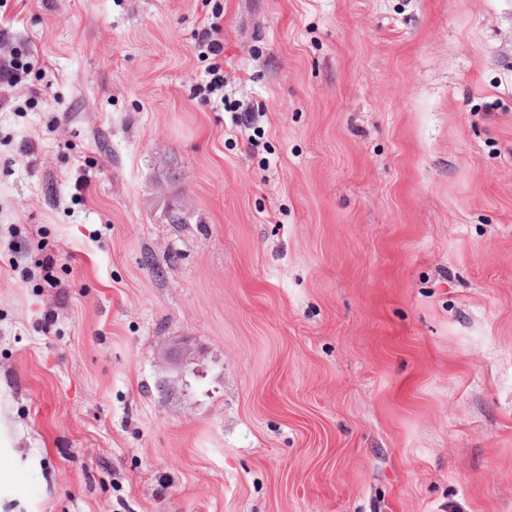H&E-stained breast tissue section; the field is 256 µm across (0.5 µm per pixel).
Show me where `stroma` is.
I'll return each mask as SVG.
<instances>
[{"label": "stroma", "instance_id": "35a3bbf8", "mask_svg": "<svg viewBox=\"0 0 512 512\" xmlns=\"http://www.w3.org/2000/svg\"><path fill=\"white\" fill-rule=\"evenodd\" d=\"M215 2H7L0 512H512V0ZM221 14L212 13L211 18L203 22L198 31L195 32V47L198 55L211 63L206 67L207 80L199 86V95L203 100L211 103V96L219 97L220 103L224 104V69L221 67L219 55L224 52V39L221 36L222 28L218 21ZM30 56L25 62L17 57L0 56V110L14 107L17 91L28 73V68L39 63L37 54L30 53Z\"/></svg>", "mask_w": 512, "mask_h": 512}]
</instances>
